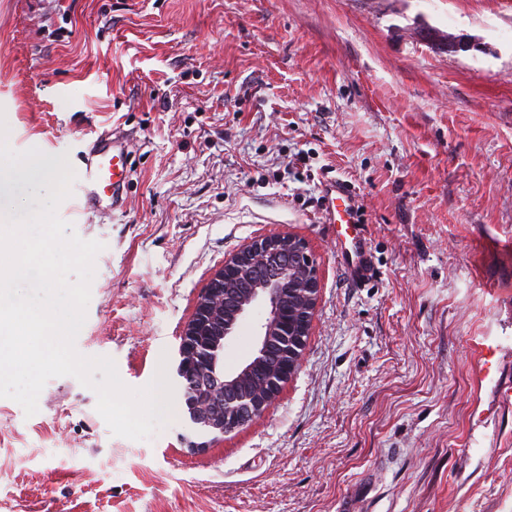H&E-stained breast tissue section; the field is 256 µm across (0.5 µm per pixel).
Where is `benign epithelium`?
<instances>
[{
    "label": "benign epithelium",
    "instance_id": "obj_1",
    "mask_svg": "<svg viewBox=\"0 0 512 512\" xmlns=\"http://www.w3.org/2000/svg\"><path fill=\"white\" fill-rule=\"evenodd\" d=\"M244 251L227 258L212 276L181 336L179 375L198 378L208 394V400L195 411V422L216 437L261 418L296 374L320 290L314 259L295 237H267ZM256 264L279 267L283 281L274 283L260 276L247 292L224 287L225 273L233 269L248 273ZM287 293L301 295L305 309H286L282 298ZM261 302L267 305V314L259 325L254 352L236 367L225 368L226 341ZM276 339L288 344L287 357L275 371L276 378L270 380L266 375Z\"/></svg>",
    "mask_w": 512,
    "mask_h": 512
}]
</instances>
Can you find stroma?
Listing matches in <instances>:
<instances>
[{
    "label": "stroma",
    "instance_id": "stroma-1",
    "mask_svg": "<svg viewBox=\"0 0 512 512\" xmlns=\"http://www.w3.org/2000/svg\"><path fill=\"white\" fill-rule=\"evenodd\" d=\"M0 114L13 150L75 168L100 133L131 138L126 204L73 226L103 245L75 347L131 388L165 367L175 404L133 441L71 376L31 416L0 398V512H512V356L482 383L471 349L512 337V0H0ZM328 172L358 190L359 284ZM283 234L320 280L300 368L201 446L180 336L227 257ZM328 224L336 226V250L347 276L360 283L373 274L374 266L362 224H356L354 185L338 177L322 181Z\"/></svg>",
    "mask_w": 512,
    "mask_h": 512
}]
</instances>
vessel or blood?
<instances>
[{"label":"vessel or blood","mask_w":512,"mask_h":512,"mask_svg":"<svg viewBox=\"0 0 512 512\" xmlns=\"http://www.w3.org/2000/svg\"><path fill=\"white\" fill-rule=\"evenodd\" d=\"M130 151L126 142L99 141L84 166L76 171L73 193L90 209L103 208L116 201L129 181ZM325 213L328 223L336 228V250L348 277L356 283L369 278L374 271L371 252L363 225L355 218L356 189L338 177L322 181Z\"/></svg>","instance_id":"1"}]
</instances>
